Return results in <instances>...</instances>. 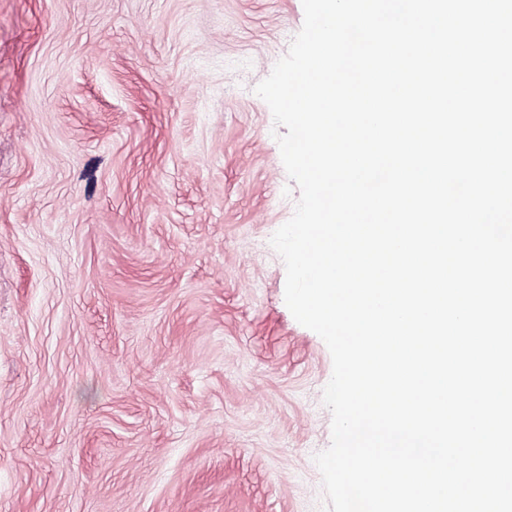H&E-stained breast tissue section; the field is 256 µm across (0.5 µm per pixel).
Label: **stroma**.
<instances>
[{
    "instance_id": "obj_1",
    "label": "stroma",
    "mask_w": 512,
    "mask_h": 512,
    "mask_svg": "<svg viewBox=\"0 0 512 512\" xmlns=\"http://www.w3.org/2000/svg\"><path fill=\"white\" fill-rule=\"evenodd\" d=\"M302 0H0V512H323L330 352L254 88Z\"/></svg>"
}]
</instances>
